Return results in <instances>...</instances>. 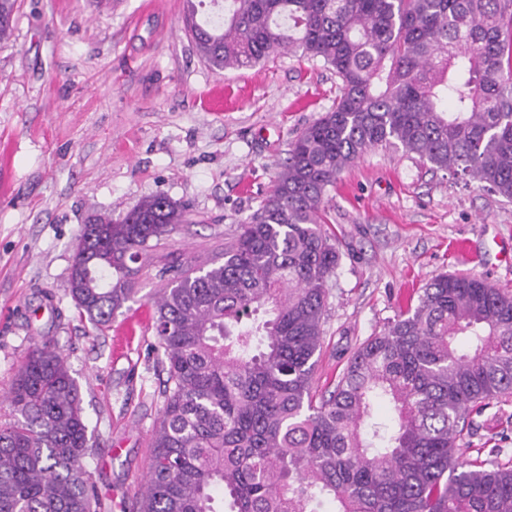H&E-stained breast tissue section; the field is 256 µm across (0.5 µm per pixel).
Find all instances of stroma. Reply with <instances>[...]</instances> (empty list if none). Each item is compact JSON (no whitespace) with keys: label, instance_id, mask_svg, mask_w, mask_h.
Returning a JSON list of instances; mask_svg holds the SVG:
<instances>
[{"label":"stroma","instance_id":"35a3bbf8","mask_svg":"<svg viewBox=\"0 0 512 512\" xmlns=\"http://www.w3.org/2000/svg\"><path fill=\"white\" fill-rule=\"evenodd\" d=\"M182 0H17L0 41V418L17 369L52 339L77 381L86 464L103 512H135L163 399L154 336L157 270L223 261L224 243L271 190L298 131L329 111L341 82L321 61L281 54L218 71L182 23ZM184 204L145 260L132 301L93 334L70 296L80 231L143 198ZM340 251L316 391L351 351L443 273L512 292V203L396 148L366 151L328 193ZM467 240L468 252L453 248ZM467 460L512 465V397L472 416Z\"/></svg>","mask_w":512,"mask_h":512}]
</instances>
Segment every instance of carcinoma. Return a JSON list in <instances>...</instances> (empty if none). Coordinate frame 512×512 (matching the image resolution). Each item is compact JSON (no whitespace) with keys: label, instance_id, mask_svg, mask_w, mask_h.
I'll return each mask as SVG.
<instances>
[{"label":"carcinoma","instance_id":"cac0c4a2","mask_svg":"<svg viewBox=\"0 0 512 512\" xmlns=\"http://www.w3.org/2000/svg\"><path fill=\"white\" fill-rule=\"evenodd\" d=\"M187 29L217 70L282 51L341 81L297 134L275 186L224 243V262L162 268L160 417L138 512H512V466L462 459L477 405L512 395V293L472 275L421 289L314 390L328 281L329 188L360 155L401 147L512 202V0H225ZM15 0H0V40ZM165 195L83 225L70 295L101 332L135 294L143 260L184 221ZM377 400L390 423L373 420ZM0 420V512H98L79 385L35 342Z\"/></svg>","mask_w":512,"mask_h":512}]
</instances>
